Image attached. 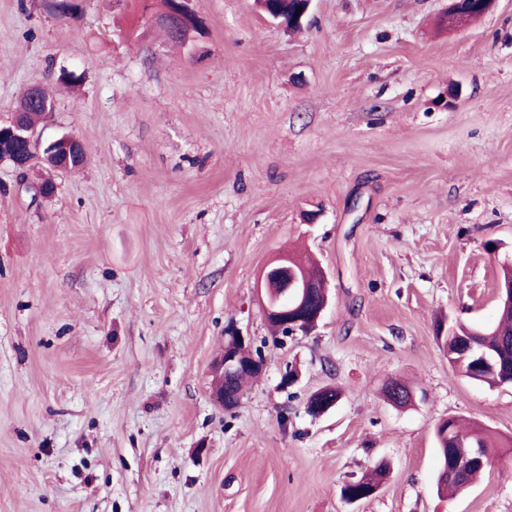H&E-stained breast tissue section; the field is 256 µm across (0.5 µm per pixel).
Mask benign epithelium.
<instances>
[{
  "label": "benign epithelium",
  "instance_id": "7a95c632",
  "mask_svg": "<svg viewBox=\"0 0 512 512\" xmlns=\"http://www.w3.org/2000/svg\"><path fill=\"white\" fill-rule=\"evenodd\" d=\"M9 130L13 136L37 145L36 156L14 161V169L18 173L37 159L55 170H60L65 158L82 147L80 139L73 134L46 139L43 137V130L28 129L17 118L10 120ZM315 288L320 289L322 303L310 309L306 306V299ZM257 291L262 316L267 320L283 322L294 334L305 333L308 328L315 326L328 303L326 274L322 272L318 278L312 279L301 272L297 264L280 255L267 261L262 268ZM226 335L230 337L231 345L224 347V351L213 364L211 395L219 406L232 410L240 404L241 396H225L224 380L244 369L260 373L264 370L265 363L254 356L251 348L247 346L246 336L238 329L231 327ZM457 343L472 355L476 370L496 368L498 361L494 355L474 350L472 343L461 338L457 339ZM492 462L493 459L477 445L461 450L453 458V466L459 472L472 465L489 466Z\"/></svg>",
  "mask_w": 512,
  "mask_h": 512
}]
</instances>
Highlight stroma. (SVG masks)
I'll return each instance as SVG.
<instances>
[{
    "label": "stroma",
    "mask_w": 512,
    "mask_h": 512,
    "mask_svg": "<svg viewBox=\"0 0 512 512\" xmlns=\"http://www.w3.org/2000/svg\"><path fill=\"white\" fill-rule=\"evenodd\" d=\"M447 5L313 0L293 31L192 0L204 27L174 45L101 0L76 22L0 0V121L44 86L46 136L86 153L34 204L0 163V512H512V453L435 492L438 421L512 437V385L461 376L437 331L493 326L512 260V0L457 28ZM294 248L330 301L276 346L254 285ZM231 325L266 364L225 410ZM387 473V464L380 462L368 469L360 479L347 484L342 489V496L347 500L350 498L366 499L378 490Z\"/></svg>",
    "instance_id": "35a3bbf8"
}]
</instances>
